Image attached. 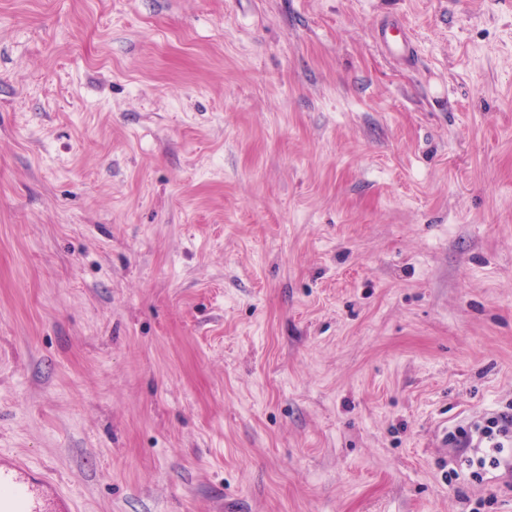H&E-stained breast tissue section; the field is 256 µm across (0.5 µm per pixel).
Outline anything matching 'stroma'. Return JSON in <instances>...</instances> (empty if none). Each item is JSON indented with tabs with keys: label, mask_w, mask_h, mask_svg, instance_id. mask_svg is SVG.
I'll return each mask as SVG.
<instances>
[{
	"label": "stroma",
	"mask_w": 512,
	"mask_h": 512,
	"mask_svg": "<svg viewBox=\"0 0 512 512\" xmlns=\"http://www.w3.org/2000/svg\"><path fill=\"white\" fill-rule=\"evenodd\" d=\"M509 402L512 0H0V454L78 512H512L448 478ZM376 37L386 52L402 62H411L416 48L404 24L397 18L381 22L376 29Z\"/></svg>",
	"instance_id": "1"
}]
</instances>
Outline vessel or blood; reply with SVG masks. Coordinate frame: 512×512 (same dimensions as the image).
Listing matches in <instances>:
<instances>
[{
  "mask_svg": "<svg viewBox=\"0 0 512 512\" xmlns=\"http://www.w3.org/2000/svg\"><path fill=\"white\" fill-rule=\"evenodd\" d=\"M376 37L390 56L414 59L415 45L400 20L381 22ZM0 512H73V499L27 463L0 459Z\"/></svg>",
  "mask_w": 512,
  "mask_h": 512,
  "instance_id": "1",
  "label": "vessel or blood"
}]
</instances>
